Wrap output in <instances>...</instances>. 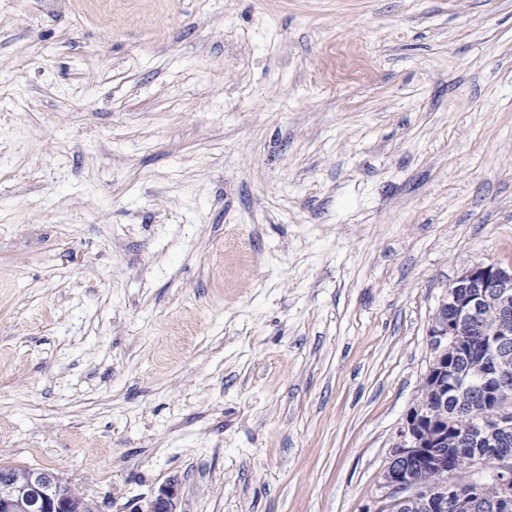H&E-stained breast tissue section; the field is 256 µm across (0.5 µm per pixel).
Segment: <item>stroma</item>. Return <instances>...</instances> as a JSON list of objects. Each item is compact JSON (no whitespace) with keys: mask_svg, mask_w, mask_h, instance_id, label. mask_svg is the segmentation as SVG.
<instances>
[{"mask_svg":"<svg viewBox=\"0 0 512 512\" xmlns=\"http://www.w3.org/2000/svg\"><path fill=\"white\" fill-rule=\"evenodd\" d=\"M88 3L0 0V465L377 512L435 308L512 264V0Z\"/></svg>","mask_w":512,"mask_h":512,"instance_id":"1","label":"stroma"}]
</instances>
